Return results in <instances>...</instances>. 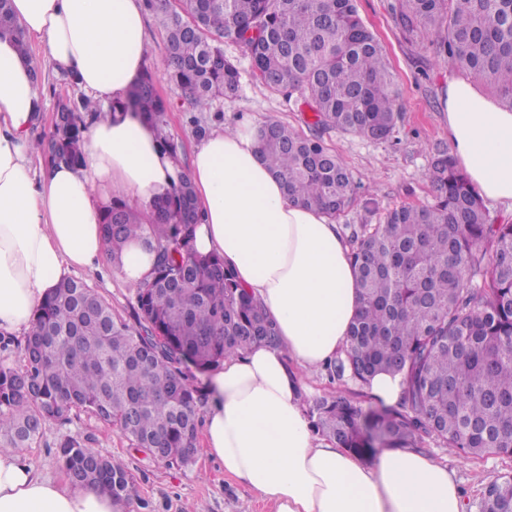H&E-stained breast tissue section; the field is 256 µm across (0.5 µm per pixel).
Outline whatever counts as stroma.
<instances>
[{
    "instance_id": "35a3bbf8",
    "label": "stroma",
    "mask_w": 512,
    "mask_h": 512,
    "mask_svg": "<svg viewBox=\"0 0 512 512\" xmlns=\"http://www.w3.org/2000/svg\"><path fill=\"white\" fill-rule=\"evenodd\" d=\"M396 0H357L359 14L384 46L395 80L402 93L403 115L394 140L377 142L329 130L323 135L326 147L336 152L351 171L355 182L356 203L341 221L345 224H377L387 210L409 203L430 202L433 188L427 177L429 156L435 146H448V120L444 107V89L460 72L436 62L435 47L444 38V29L420 30L406 34L393 21ZM147 38L151 52L147 66L157 79L159 94L171 108L160 115L167 134L177 146L182 164H189L194 145L218 125H231L238 119L254 123L273 117L298 132H306V114L300 101L274 93L250 75V62L242 49L227 46L226 52L242 73L240 96L234 100L217 99L210 111L190 114L181 107L180 91L167 79V62L160 50L162 28L156 15H148ZM34 57L40 63L37 87L45 100V110L36 131L38 139H47L53 129L58 98L80 97L77 85L62 81L45 60L42 44L31 39ZM73 278L86 282L123 317L132 314V292L114 268L102 266L90 271L77 269ZM305 406L316 399L337 394L368 406L359 387L350 382L330 380L326 370L304 374ZM87 447L102 455L123 461L136 479V493L128 512H271L261 497L229 478L219 461L198 451L186 466L153 460L132 449L129 441L115 429L89 415H81L68 429ZM422 452L448 463L465 500H478L483 487L505 474H512V458L487 455L473 458L448 453L447 449L426 443Z\"/></svg>"
}]
</instances>
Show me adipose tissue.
<instances>
[{"label": "adipose tissue", "instance_id": "ef3b65f1", "mask_svg": "<svg viewBox=\"0 0 512 512\" xmlns=\"http://www.w3.org/2000/svg\"><path fill=\"white\" fill-rule=\"evenodd\" d=\"M11 9L53 69L73 73L104 112L85 134L82 165L33 173L44 101L31 62L0 38V334L28 331L48 289L72 269L112 258L100 226L110 195L148 211L186 177L202 214L195 250L223 257L280 340L212 368L206 452L273 512H465L447 464L403 449L368 464L316 443L300 375L336 356L360 313L349 245L339 224L288 197L257 152L253 124L211 130L184 168L145 119L110 112L146 66L143 0H11ZM445 105L452 151L469 180L483 198L512 205V112L463 79L449 82ZM115 261L132 286L149 278L154 255L135 239ZM0 512L126 507L94 487L61 485L0 448Z\"/></svg>", "mask_w": 512, "mask_h": 512}]
</instances>
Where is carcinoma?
I'll use <instances>...</instances> for the list:
<instances>
[{
    "label": "carcinoma",
    "instance_id": "obj_1",
    "mask_svg": "<svg viewBox=\"0 0 512 512\" xmlns=\"http://www.w3.org/2000/svg\"><path fill=\"white\" fill-rule=\"evenodd\" d=\"M159 15L167 77L193 112L235 98L239 68L224 43L249 57L266 88L299 95L314 133L268 118L258 126L261 157L303 206L337 220L355 202L352 173L322 133L390 139L402 105L385 49L361 20L356 0H143ZM405 33L446 25L437 59L492 89L512 108V0H397ZM0 37L32 58L29 41L0 0ZM170 104L145 69L110 110L151 124ZM70 114L36 144L53 162L83 159L85 100L57 102ZM435 195L401 204L381 224H359L348 238L358 272L361 313L326 365L330 376L361 387L379 372L400 379L398 405L364 410L343 395L314 401L312 434L360 457L383 448H419L429 439L455 454L512 457V224L494 223L449 149L432 155ZM201 216L183 176L151 212L121 198L101 216L108 251L138 238L156 253L149 279L134 288V321L84 281L50 289L18 346L20 362L0 364V440L30 448L45 429H64L82 413L115 428L157 461L187 464L198 448L206 399L195 372L257 344L276 345L260 304L214 254L193 250ZM72 484L96 486L117 502L133 497L124 464L69 434L57 444ZM479 512H512V475L481 492Z\"/></svg>",
    "mask_w": 512,
    "mask_h": 512
}]
</instances>
